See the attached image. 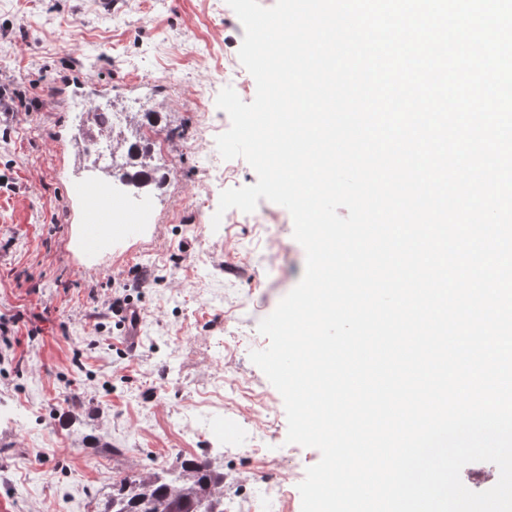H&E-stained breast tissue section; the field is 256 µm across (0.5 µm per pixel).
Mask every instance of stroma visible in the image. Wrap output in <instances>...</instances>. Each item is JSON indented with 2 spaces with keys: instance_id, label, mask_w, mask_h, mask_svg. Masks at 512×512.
<instances>
[{
  "instance_id": "35a3bbf8",
  "label": "stroma",
  "mask_w": 512,
  "mask_h": 512,
  "mask_svg": "<svg viewBox=\"0 0 512 512\" xmlns=\"http://www.w3.org/2000/svg\"><path fill=\"white\" fill-rule=\"evenodd\" d=\"M244 27L226 0H0V75L39 85L42 107L0 121V512H100L124 476H173L203 455L224 473V501L301 512L297 486L321 459L287 443L279 391L249 357L267 348L260 321L299 283L306 262L281 205L225 212L223 190L256 183L242 158L215 178L216 105L256 83L238 51ZM76 70L111 87L102 111L153 112L167 150L150 164L162 188L125 187L155 221L97 252L88 271L71 182L97 171L76 154L82 105L62 107L57 80ZM141 315L136 347L105 302ZM281 484L274 503L260 495Z\"/></svg>"
}]
</instances>
